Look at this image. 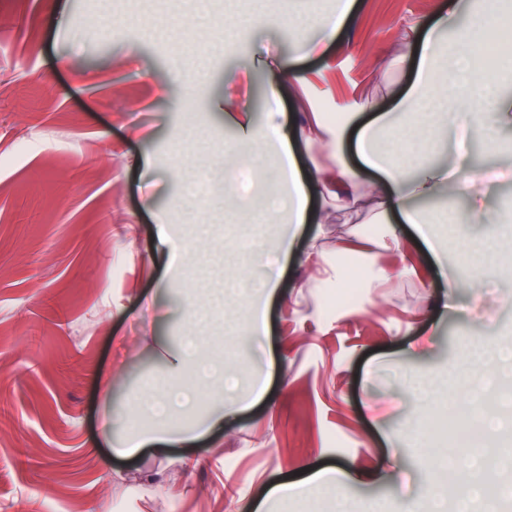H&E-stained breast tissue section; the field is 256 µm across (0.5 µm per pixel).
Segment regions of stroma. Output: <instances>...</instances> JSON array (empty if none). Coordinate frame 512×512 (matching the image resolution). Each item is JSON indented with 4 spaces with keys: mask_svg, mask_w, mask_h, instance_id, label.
I'll list each match as a JSON object with an SVG mask.
<instances>
[{
    "mask_svg": "<svg viewBox=\"0 0 512 512\" xmlns=\"http://www.w3.org/2000/svg\"><path fill=\"white\" fill-rule=\"evenodd\" d=\"M443 0H355L337 42L316 53L315 24L336 0H0V512H248L268 489L328 465L384 475L347 487L350 512L429 507L453 490L440 449L512 448V432L462 437L448 425L466 346L512 339V181L479 197L499 238L477 269L481 296L449 291L456 270L440 218L469 204L440 189L423 211L444 255L411 239L381 253L389 280L337 302L342 258L374 250L348 224L320 172L334 166L326 127L360 99L392 110L406 92L403 22L436 15ZM112 11V37H98ZM282 84L266 108L268 65ZM252 113L257 129L298 123L294 150L309 198L293 251L268 299V332L249 333L252 290L288 227L281 158L261 144L259 165L239 147L227 112ZM206 181L185 198L186 178ZM167 225L174 250L157 244ZM199 339L201 358L223 361L240 406L224 427L186 448L115 456L103 442L104 383L115 422L124 401L161 372L160 353ZM431 382L420 405L404 375ZM265 382L261 399L255 383ZM428 428L423 447L409 420Z\"/></svg>",
    "mask_w": 512,
    "mask_h": 512,
    "instance_id": "stroma-1",
    "label": "stroma"
}]
</instances>
